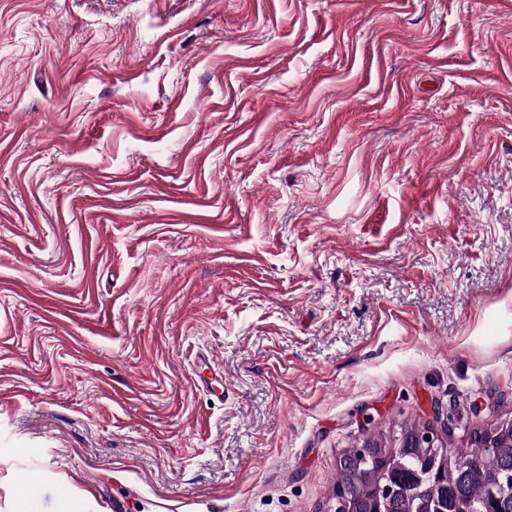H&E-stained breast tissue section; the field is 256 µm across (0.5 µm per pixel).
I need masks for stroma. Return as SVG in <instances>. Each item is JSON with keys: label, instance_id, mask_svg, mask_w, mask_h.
Listing matches in <instances>:
<instances>
[{"label": "stroma", "instance_id": "obj_1", "mask_svg": "<svg viewBox=\"0 0 512 512\" xmlns=\"http://www.w3.org/2000/svg\"><path fill=\"white\" fill-rule=\"evenodd\" d=\"M440 417L512 423V0H0V512H326Z\"/></svg>", "mask_w": 512, "mask_h": 512}]
</instances>
